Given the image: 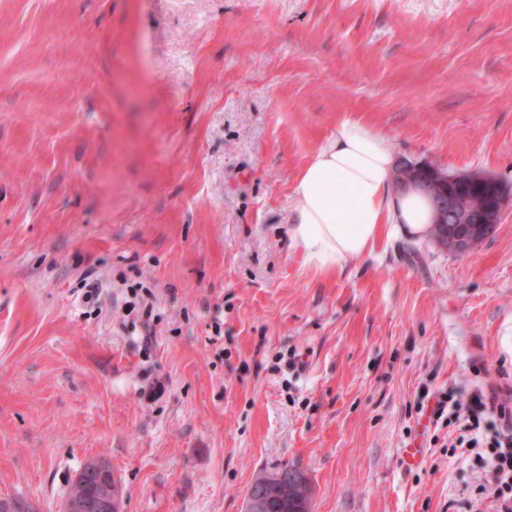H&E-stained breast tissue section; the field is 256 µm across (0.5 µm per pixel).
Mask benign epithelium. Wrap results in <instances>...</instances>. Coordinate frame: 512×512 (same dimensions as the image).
Wrapping results in <instances>:
<instances>
[{"mask_svg": "<svg viewBox=\"0 0 512 512\" xmlns=\"http://www.w3.org/2000/svg\"><path fill=\"white\" fill-rule=\"evenodd\" d=\"M396 187L426 193L434 207L433 238L456 255L472 252L492 237L512 191L496 177L466 172L445 174L428 161L401 158L396 164ZM77 492L65 499L59 512H123L124 488L112 468L89 459L75 476ZM311 484L301 470H281L257 481L246 495L245 512H270L272 503L299 512Z\"/></svg>", "mask_w": 512, "mask_h": 512, "instance_id": "obj_1", "label": "benign epithelium"}]
</instances>
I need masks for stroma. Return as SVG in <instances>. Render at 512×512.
<instances>
[{
	"mask_svg": "<svg viewBox=\"0 0 512 512\" xmlns=\"http://www.w3.org/2000/svg\"><path fill=\"white\" fill-rule=\"evenodd\" d=\"M354 116L512 189V0H0V497L58 512L100 457L124 512H245L285 463L313 512H472L420 405L512 386V204L315 272L292 187Z\"/></svg>",
	"mask_w": 512,
	"mask_h": 512,
	"instance_id": "stroma-1",
	"label": "stroma"
}]
</instances>
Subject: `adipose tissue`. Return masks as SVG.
Instances as JSON below:
<instances>
[{
  "mask_svg": "<svg viewBox=\"0 0 512 512\" xmlns=\"http://www.w3.org/2000/svg\"><path fill=\"white\" fill-rule=\"evenodd\" d=\"M387 139L363 121H346L302 168L292 187L288 234L309 268L344 270L386 237L424 239L432 207L415 190H396Z\"/></svg>",
  "mask_w": 512,
  "mask_h": 512,
  "instance_id": "obj_1",
  "label": "adipose tissue"
}]
</instances>
